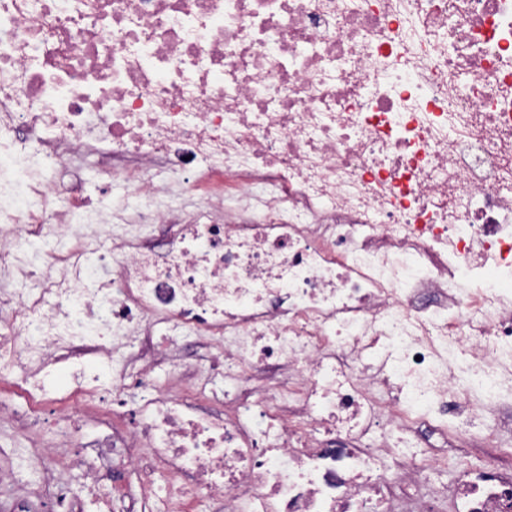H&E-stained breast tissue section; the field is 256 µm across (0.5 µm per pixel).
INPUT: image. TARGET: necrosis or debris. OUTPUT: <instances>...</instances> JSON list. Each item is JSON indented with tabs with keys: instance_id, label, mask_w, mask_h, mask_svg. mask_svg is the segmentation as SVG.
<instances>
[{
	"instance_id": "4bbe7bcc",
	"label": "necrosis or debris",
	"mask_w": 512,
	"mask_h": 512,
	"mask_svg": "<svg viewBox=\"0 0 512 512\" xmlns=\"http://www.w3.org/2000/svg\"><path fill=\"white\" fill-rule=\"evenodd\" d=\"M0 378L11 512H512L443 479L512 446V0H0Z\"/></svg>"
}]
</instances>
